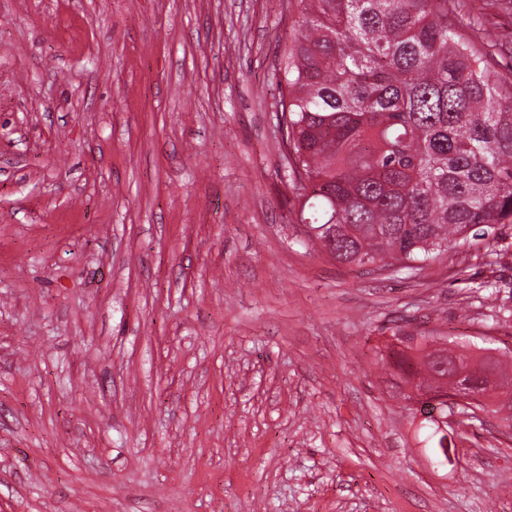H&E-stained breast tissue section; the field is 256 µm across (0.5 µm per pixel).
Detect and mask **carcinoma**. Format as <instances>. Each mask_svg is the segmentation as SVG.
I'll return each instance as SVG.
<instances>
[{
    "label": "carcinoma",
    "instance_id": "1",
    "mask_svg": "<svg viewBox=\"0 0 512 512\" xmlns=\"http://www.w3.org/2000/svg\"><path fill=\"white\" fill-rule=\"evenodd\" d=\"M298 2L276 120L304 239L386 267L512 224V83L448 0Z\"/></svg>",
    "mask_w": 512,
    "mask_h": 512
}]
</instances>
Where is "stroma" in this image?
Returning <instances> with one entry per match:
<instances>
[{"instance_id": "obj_1", "label": "stroma", "mask_w": 512, "mask_h": 512, "mask_svg": "<svg viewBox=\"0 0 512 512\" xmlns=\"http://www.w3.org/2000/svg\"><path fill=\"white\" fill-rule=\"evenodd\" d=\"M297 0H0V512H512V415L437 463L401 336L512 367V224L412 268L299 233ZM512 81V0H448Z\"/></svg>"}]
</instances>
